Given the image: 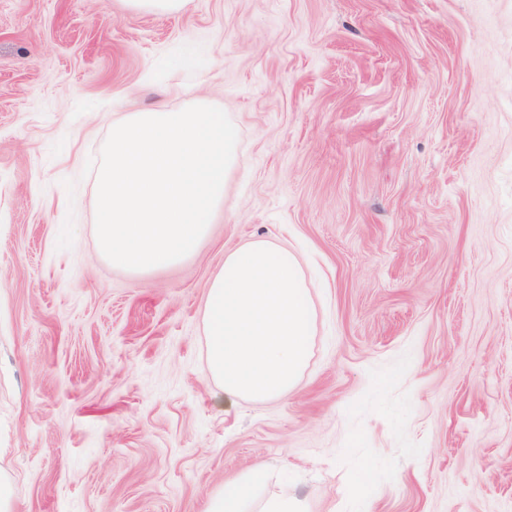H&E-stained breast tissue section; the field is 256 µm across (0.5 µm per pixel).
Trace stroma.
<instances>
[{
  "mask_svg": "<svg viewBox=\"0 0 512 512\" xmlns=\"http://www.w3.org/2000/svg\"><path fill=\"white\" fill-rule=\"evenodd\" d=\"M238 131L212 231L143 275L96 246L112 123ZM248 239L305 260L276 402L207 376ZM265 466L308 512H512V0H0V469L14 512H204ZM132 15H175L186 9L189 0H120Z\"/></svg>",
  "mask_w": 512,
  "mask_h": 512,
  "instance_id": "stroma-1",
  "label": "stroma"
}]
</instances>
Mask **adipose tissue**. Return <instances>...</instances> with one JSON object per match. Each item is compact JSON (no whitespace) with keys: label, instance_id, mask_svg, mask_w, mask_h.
Instances as JSON below:
<instances>
[{"label":"adipose tissue","instance_id":"obj_1","mask_svg":"<svg viewBox=\"0 0 512 512\" xmlns=\"http://www.w3.org/2000/svg\"><path fill=\"white\" fill-rule=\"evenodd\" d=\"M207 374L225 396L268 402L299 383L311 353L316 313L299 257L270 240L248 241L224 256L201 310ZM255 469L212 495L205 512H305L282 492L262 502Z\"/></svg>","mask_w":512,"mask_h":512}]
</instances>
